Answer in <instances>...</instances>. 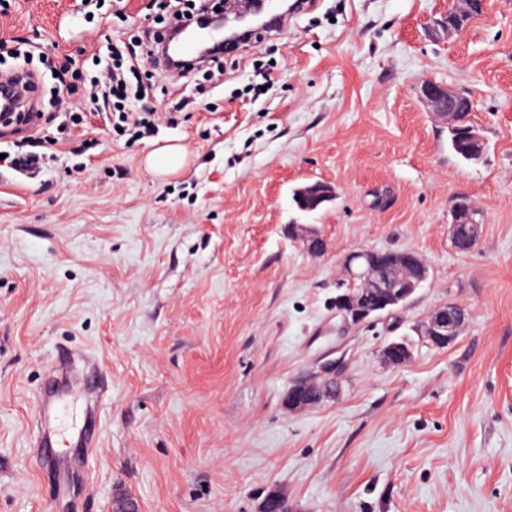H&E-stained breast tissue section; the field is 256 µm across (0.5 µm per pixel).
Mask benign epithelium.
Wrapping results in <instances>:
<instances>
[{"mask_svg": "<svg viewBox=\"0 0 512 512\" xmlns=\"http://www.w3.org/2000/svg\"><path fill=\"white\" fill-rule=\"evenodd\" d=\"M486 0H448L442 18L429 25L436 39L451 40L471 21L484 11ZM418 96L426 107L448 125L451 135L464 136L471 145L469 157L481 158L486 151V140L479 128L470 122L472 100L463 92L438 85L430 80L418 86ZM336 198V188L326 182H312L294 190L293 201L299 209H311ZM449 221L453 242L467 235L471 247L481 239L484 220L480 210L472 201L461 196L456 198ZM288 235L301 242L306 251L314 256L325 249V242L308 224L288 225ZM349 285L336 292L331 305L344 319L361 323L372 317L404 304L427 280L428 268L414 252L393 253L391 251L361 250L344 260ZM373 297L367 302L362 292ZM467 311L464 306L450 303L434 309L419 331L430 345L444 347L453 342L465 323ZM411 349L399 340L388 342L382 349L383 359L392 366L409 360ZM337 362L325 361L311 375L296 380L284 398L285 406L293 411L336 396Z\"/></svg>", "mask_w": 512, "mask_h": 512, "instance_id": "obj_1", "label": "benign epithelium"}]
</instances>
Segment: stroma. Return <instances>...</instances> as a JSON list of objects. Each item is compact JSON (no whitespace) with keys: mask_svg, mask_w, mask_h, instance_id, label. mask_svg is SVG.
Here are the masks:
<instances>
[{"mask_svg":"<svg viewBox=\"0 0 512 512\" xmlns=\"http://www.w3.org/2000/svg\"><path fill=\"white\" fill-rule=\"evenodd\" d=\"M149 0H11L0 38L25 40L52 125L65 123L49 60L94 72ZM448 0H319L243 56L223 84L153 137L113 140L89 119L85 154L63 145L24 177L0 166V512H512V0L449 41L428 25ZM468 93L487 149L448 147L422 80ZM185 168L143 164L166 142ZM331 183L300 213L292 191ZM466 196L485 226L458 252L449 212ZM309 224L325 251L288 236ZM412 251L429 277L400 308L359 324L329 304L354 250ZM467 320L444 348L415 329L441 306ZM408 337L410 360L381 357ZM84 348L112 380L95 453L58 489L30 424L56 348ZM327 360L334 398L283 399Z\"/></svg>","mask_w":512,"mask_h":512,"instance_id":"obj_1","label":"stroma"}]
</instances>
